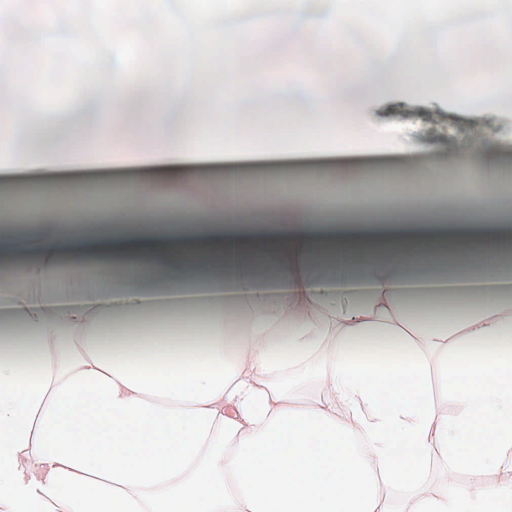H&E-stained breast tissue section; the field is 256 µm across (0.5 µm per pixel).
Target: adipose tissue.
<instances>
[{
	"label": "adipose tissue",
	"mask_w": 512,
	"mask_h": 512,
	"mask_svg": "<svg viewBox=\"0 0 512 512\" xmlns=\"http://www.w3.org/2000/svg\"><path fill=\"white\" fill-rule=\"evenodd\" d=\"M476 1L487 39L512 36V0L456 9ZM344 12L417 42L435 21L405 0L381 16L335 0L325 26ZM154 35L191 58L207 41L236 60L255 47L238 27L186 40L163 14ZM459 68L412 49L363 62L275 124V152L361 150L337 138L346 83L381 94ZM246 80L264 75L227 70L211 124L174 137L154 120L144 149L77 144L36 104L1 108L0 137L25 130L28 147L0 154V178L154 169L192 187L205 166L246 158ZM135 187H120L117 220L42 208L15 240L21 262L0 267V512H512L511 485L457 480L512 466V224L494 181L476 178L448 225L420 191L399 208L375 196L355 217L341 183L331 209L280 184L246 219L230 187L185 223L144 224Z\"/></svg>",
	"instance_id": "adipose-tissue-1"
}]
</instances>
